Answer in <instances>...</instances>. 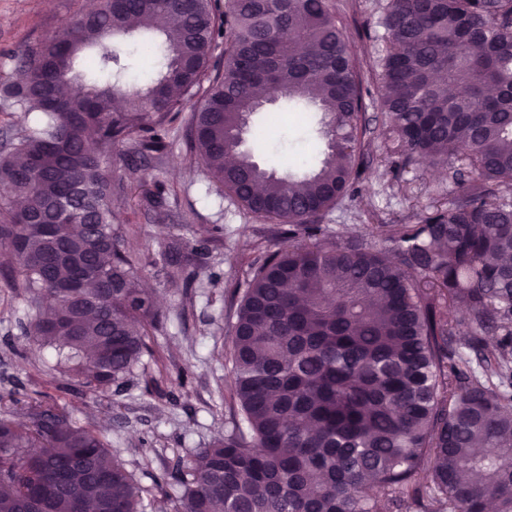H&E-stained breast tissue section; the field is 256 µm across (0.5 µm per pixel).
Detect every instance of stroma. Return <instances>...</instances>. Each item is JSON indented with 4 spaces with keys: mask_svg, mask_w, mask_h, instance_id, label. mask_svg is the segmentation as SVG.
<instances>
[{
    "mask_svg": "<svg viewBox=\"0 0 512 512\" xmlns=\"http://www.w3.org/2000/svg\"><path fill=\"white\" fill-rule=\"evenodd\" d=\"M94 0H0V79L12 76L16 55L25 46L54 33ZM350 16L345 30L357 41L360 25H368L369 56L384 54L389 44L380 20L385 0H334ZM362 122L371 147L366 172L353 192L325 217L347 235L373 224H415L434 208L447 206L459 185L446 168L418 163L396 165L393 144L382 134L384 113L373 81H365ZM314 112H288L281 104L251 118L245 150L262 167L279 174L289 165L309 170L324 156L325 141L314 131ZM265 129L266 144L255 149V130ZM115 179L126 188L123 215L133 223L123 244L145 264L144 287L157 297L159 324L149 327L150 356L118 394L91 396L74 386L70 376L53 368L44 350L21 333L30 312L23 295L5 288L16 268L0 259V406L26 401L50 385L69 387L64 404L73 421L105 429L114 450L146 488L161 486L150 512H173L182 493L171 477L178 458L208 446L230 426L222 398L231 384L224 365V342L232 321L230 293L244 288L250 265L260 259L258 243L271 239L272 225L247 213L217 191L203 168L187 169L179 145L134 161L127 147H117ZM164 183L161 204H152L157 183ZM221 225L223 234L206 239V228ZM178 241L191 260L187 277L171 282L154 257Z\"/></svg>",
    "mask_w": 512,
    "mask_h": 512,
    "instance_id": "35a3bbf8",
    "label": "stroma"
}]
</instances>
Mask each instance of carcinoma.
<instances>
[{
  "instance_id": "1",
  "label": "carcinoma",
  "mask_w": 512,
  "mask_h": 512,
  "mask_svg": "<svg viewBox=\"0 0 512 512\" xmlns=\"http://www.w3.org/2000/svg\"><path fill=\"white\" fill-rule=\"evenodd\" d=\"M345 21L332 0H99L0 84L31 115L0 152L7 287L35 308L23 334L85 391L120 390L159 318L118 245V144L166 150L191 105L186 157L288 240L233 292L232 427L182 461L175 512H512V0H387L384 134L401 165H446L462 190L421 224L347 238L322 223L370 145ZM141 32L156 75L135 87L120 50ZM272 97L322 114L318 170L279 176L237 150ZM178 251L161 258L173 281ZM60 399L0 413V512H146L148 489Z\"/></svg>"
}]
</instances>
